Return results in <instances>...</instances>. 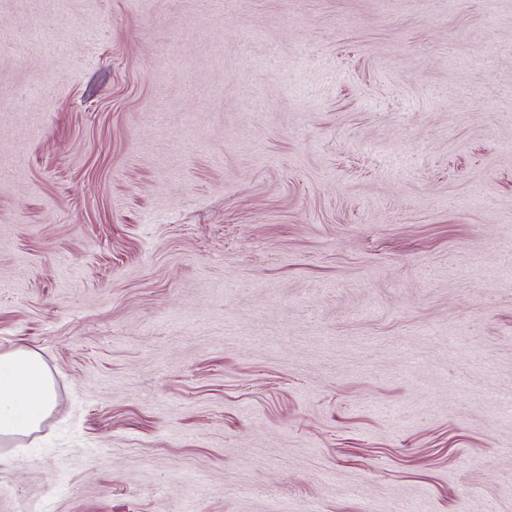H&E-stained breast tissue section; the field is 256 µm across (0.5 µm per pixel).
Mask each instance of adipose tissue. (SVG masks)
Masks as SVG:
<instances>
[{
    "label": "adipose tissue",
    "instance_id": "1",
    "mask_svg": "<svg viewBox=\"0 0 512 512\" xmlns=\"http://www.w3.org/2000/svg\"><path fill=\"white\" fill-rule=\"evenodd\" d=\"M55 407L53 377L39 355L0 350V439L38 431Z\"/></svg>",
    "mask_w": 512,
    "mask_h": 512
}]
</instances>
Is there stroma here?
Segmentation results:
<instances>
[{"label": "stroma", "instance_id": "stroma-1", "mask_svg": "<svg viewBox=\"0 0 512 512\" xmlns=\"http://www.w3.org/2000/svg\"><path fill=\"white\" fill-rule=\"evenodd\" d=\"M18 347L0 512H512V0H0ZM53 377L29 349L0 350V439L28 436L54 411Z\"/></svg>", "mask_w": 512, "mask_h": 512}]
</instances>
